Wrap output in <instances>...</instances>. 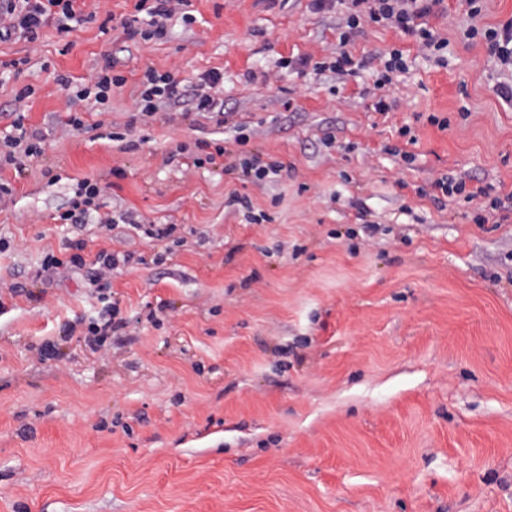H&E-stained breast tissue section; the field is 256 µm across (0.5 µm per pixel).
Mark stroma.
I'll list each match as a JSON object with an SVG mask.
<instances>
[{
  "label": "stroma",
  "mask_w": 512,
  "mask_h": 512,
  "mask_svg": "<svg viewBox=\"0 0 512 512\" xmlns=\"http://www.w3.org/2000/svg\"><path fill=\"white\" fill-rule=\"evenodd\" d=\"M136 3L77 0L70 34L0 43L23 63L0 78V137L17 119L44 136L0 168V512H512V209L490 208L512 192V101L494 91L512 70L464 35L512 0L474 18L445 0L441 62L363 21L354 56L408 66L385 114L371 70L314 69L344 7L186 0L164 38L131 41L117 23ZM108 56L126 82L106 105L57 84L90 85ZM149 68L184 89L220 71L229 119L140 115ZM202 141L288 173L188 165ZM446 175L488 193L442 196ZM85 178L122 223L61 221ZM71 239L130 256L104 277L126 326L96 354L86 271L42 268ZM241 165V176L243 180L262 183L264 181H275L282 176V172L288 173V168L280 161H263L260 157L246 159Z\"/></svg>",
  "instance_id": "stroma-1"
}]
</instances>
